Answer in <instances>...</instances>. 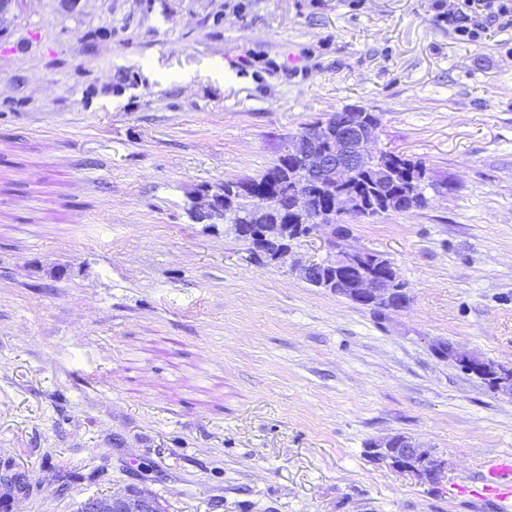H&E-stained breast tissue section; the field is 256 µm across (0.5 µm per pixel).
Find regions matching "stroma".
I'll return each instance as SVG.
<instances>
[{"label": "stroma", "mask_w": 512, "mask_h": 512, "mask_svg": "<svg viewBox=\"0 0 512 512\" xmlns=\"http://www.w3.org/2000/svg\"><path fill=\"white\" fill-rule=\"evenodd\" d=\"M376 113L447 184L349 225L410 297L386 315L187 215L304 124ZM512 19L457 39L432 0H24L0 18V462L7 512L148 490L164 512H470L512 398ZM439 448L429 485L373 439ZM437 353L447 358L460 370L481 376L484 372H491L489 377L493 379L495 394L512 397V368L505 367L490 360H486L475 352L464 351L453 345L444 342L436 344Z\"/></svg>", "instance_id": "stroma-1"}]
</instances>
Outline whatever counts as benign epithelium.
I'll use <instances>...</instances> for the list:
<instances>
[{"label":"benign epithelium","instance_id":"7a95c632","mask_svg":"<svg viewBox=\"0 0 512 512\" xmlns=\"http://www.w3.org/2000/svg\"><path fill=\"white\" fill-rule=\"evenodd\" d=\"M378 126L370 123L366 116L357 112L345 115L336 124L335 131L326 126H317L303 135L293 137L288 146V156L300 160L306 183L313 186H340L356 168L377 161L378 146L375 134ZM336 135L339 140L335 152L320 149L319 144L326 137ZM291 210L302 218L315 222L309 235L314 236L324 228L330 230L329 250L326 256L299 262L294 258L293 242L302 238L303 224H290L284 233L261 234L254 237L251 251L256 254L272 255L283 266L296 272L304 281L313 279L325 266L343 269L362 266L367 260L363 250H348L342 243V225L323 221L315 216L310 207V194L303 191L294 196ZM192 215H202L212 223L224 221V209L213 195L203 193L191 207ZM336 295L350 302L378 310L381 313L407 307L410 298L402 288L392 287L386 276L361 272L349 287L338 285ZM437 353L448 359L460 370L480 376L490 374L493 379L492 392L512 397V368L486 360L475 352L464 351L452 343L436 344ZM368 456L380 463L400 470L429 484H439L446 476L448 463L444 455L432 446L420 443L415 438L395 433L377 438L367 448ZM83 512H157L156 502L143 492L125 490L106 497H91L84 501Z\"/></svg>","mask_w":512,"mask_h":512}]
</instances>
